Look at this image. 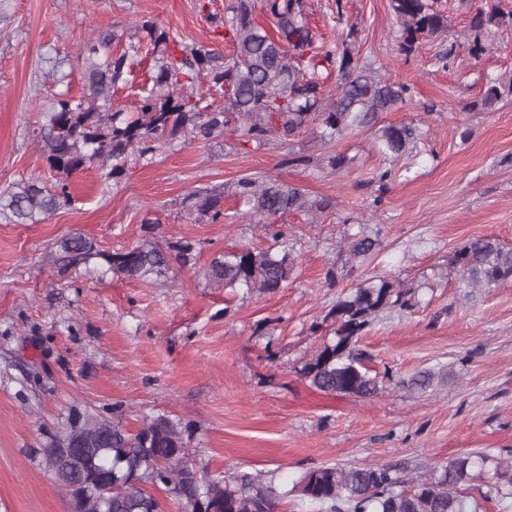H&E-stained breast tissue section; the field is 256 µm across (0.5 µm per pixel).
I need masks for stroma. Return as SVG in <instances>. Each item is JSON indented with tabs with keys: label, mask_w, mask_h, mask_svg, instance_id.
Listing matches in <instances>:
<instances>
[{
	"label": "stroma",
	"mask_w": 512,
	"mask_h": 512,
	"mask_svg": "<svg viewBox=\"0 0 512 512\" xmlns=\"http://www.w3.org/2000/svg\"><path fill=\"white\" fill-rule=\"evenodd\" d=\"M309 23L348 41L385 77L412 90L379 125L412 124L421 140L393 160L372 134L325 143L307 124L285 144L243 151L233 130L205 144L184 136L151 160L130 157L121 182L93 166L68 179L70 205L35 224L0 213V512H71L45 463L76 413L119 412L130 429L178 423L208 475H272L287 489L278 512H333L291 495L320 466H393L412 478L462 453L512 463V281L466 288L450 265L468 239L512 247V96L477 107L487 78L512 83V30L474 59L460 34L485 0H441L451 26L411 55L397 46L389 0H308ZM228 0H0V191L48 165L33 135L56 93L80 96L86 40L151 19L175 39L220 52L213 29ZM454 47L449 67L437 54ZM348 163L332 167L331 157ZM258 173L333 205L318 218L278 217L296 258L274 293L212 287L206 271L233 246H270L244 218L235 184ZM224 191V219L196 221L191 193ZM377 236L353 257L347 237ZM81 233L97 251L59 270L61 241ZM191 243L195 260L150 283L113 271V254L145 236ZM384 277L417 303L381 313L361 336L365 365L383 378L371 398L327 395L300 370L331 330L337 297ZM449 378L424 393L399 380L429 368Z\"/></svg>",
	"instance_id": "1"
}]
</instances>
